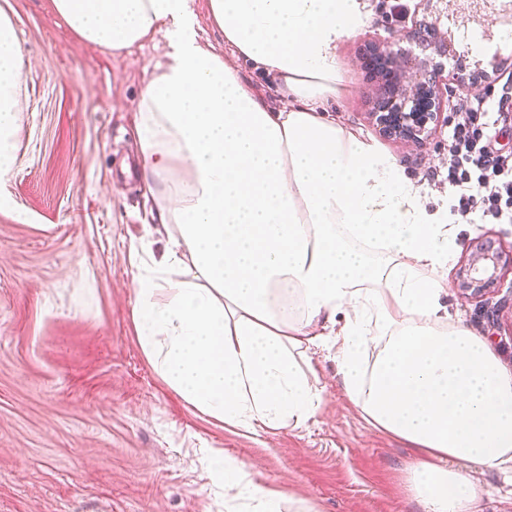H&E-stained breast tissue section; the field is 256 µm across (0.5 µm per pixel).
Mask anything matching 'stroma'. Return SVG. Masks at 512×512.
Returning a JSON list of instances; mask_svg holds the SVG:
<instances>
[{
    "label": "stroma",
    "instance_id": "obj_1",
    "mask_svg": "<svg viewBox=\"0 0 512 512\" xmlns=\"http://www.w3.org/2000/svg\"><path fill=\"white\" fill-rule=\"evenodd\" d=\"M365 25L336 54L343 87L324 108L420 187L428 211L455 204L447 179L446 100L421 146L380 136L371 114L368 43L434 55L426 30L461 53L459 77L501 69L512 91V34L454 20L448 0H366ZM24 53L15 160L0 176V512H251L214 475L209 451L252 464L256 484L313 512H418L407 488L415 454L373 428L340 386L331 352L311 356L323 389L315 417L255 434L200 413L159 376L135 323L138 259L160 256L171 225L141 178L137 106L164 36L112 52L77 38L51 0H0ZM441 277L452 320L512 369V267L479 297L458 272L479 245L512 255V224H473ZM461 470L485 491L483 512H512L502 475Z\"/></svg>",
    "mask_w": 512,
    "mask_h": 512
}]
</instances>
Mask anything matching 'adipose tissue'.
Instances as JSON below:
<instances>
[{"instance_id": "obj_1", "label": "adipose tissue", "mask_w": 512, "mask_h": 512, "mask_svg": "<svg viewBox=\"0 0 512 512\" xmlns=\"http://www.w3.org/2000/svg\"><path fill=\"white\" fill-rule=\"evenodd\" d=\"M85 43L119 51L164 33L137 133L144 185L176 225L137 278L143 350L200 412L255 433L301 426L322 388L298 360L335 350L343 390L417 459L422 512H481L469 462L512 473V370L441 303L457 225L428 214L390 158L325 120L342 79L336 47L363 0H209L231 57L204 47L190 0H51ZM271 74L269 105L238 60ZM24 57L0 11V175L13 160ZM382 343L374 362L365 349ZM226 486L280 512L245 463L211 453Z\"/></svg>"}]
</instances>
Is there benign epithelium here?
Listing matches in <instances>:
<instances>
[{"instance_id": "7a95c632", "label": "benign epithelium", "mask_w": 512, "mask_h": 512, "mask_svg": "<svg viewBox=\"0 0 512 512\" xmlns=\"http://www.w3.org/2000/svg\"><path fill=\"white\" fill-rule=\"evenodd\" d=\"M481 1L488 2L457 0V9L474 20H489L490 15L478 10ZM366 63L375 74L387 78L377 89L376 112L372 113L379 134L408 143L424 142L440 122L443 98L456 93V78H441L438 69L393 50L391 42L370 46ZM501 258V252L479 246L459 276L462 290L473 296L483 294L494 284Z\"/></svg>"}]
</instances>
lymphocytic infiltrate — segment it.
Wrapping results in <instances>:
<instances>
[{"mask_svg":"<svg viewBox=\"0 0 512 512\" xmlns=\"http://www.w3.org/2000/svg\"><path fill=\"white\" fill-rule=\"evenodd\" d=\"M448 137V184L457 191L453 210L462 220L478 215L484 224L512 223V151L497 148L491 129L512 117V95L494 104L464 100Z\"/></svg>","mask_w":512,"mask_h":512,"instance_id":"lymphocytic-infiltrate-1","label":"lymphocytic infiltrate"}]
</instances>
